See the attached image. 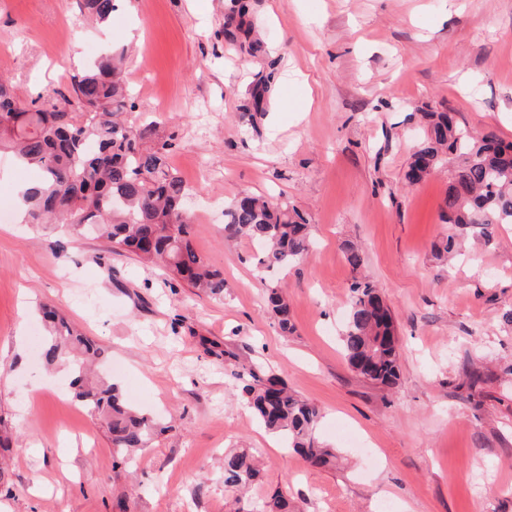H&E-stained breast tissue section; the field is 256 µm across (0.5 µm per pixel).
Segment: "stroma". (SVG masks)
Listing matches in <instances>:
<instances>
[{
  "instance_id": "obj_1",
  "label": "stroma",
  "mask_w": 512,
  "mask_h": 512,
  "mask_svg": "<svg viewBox=\"0 0 512 512\" xmlns=\"http://www.w3.org/2000/svg\"><path fill=\"white\" fill-rule=\"evenodd\" d=\"M250 2L278 62L257 136L238 117L259 66L227 51L224 0H122L103 28L75 0H0V76L22 104L68 94L85 44L128 49L126 119L172 136L192 245L225 282L223 298L200 296L107 240L0 223V418L12 432L0 512H247L276 489L293 512H512V224L488 240L456 231L441 221L447 168L405 179L420 110L512 140V0ZM241 191L284 199L309 225V255L280 277L293 335L264 307L259 247L224 240ZM451 233L464 251L445 264L434 245ZM357 275L393 312L396 387L342 354ZM44 302L108 348L122 366L113 382L155 423L135 461L114 463L68 368L38 360ZM228 350L320 409L333 465L307 467L257 423ZM239 448L262 464L244 496L224 484V453Z\"/></svg>"
}]
</instances>
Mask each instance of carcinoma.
<instances>
[{
  "instance_id": "cac0c4a2",
  "label": "carcinoma",
  "mask_w": 512,
  "mask_h": 512,
  "mask_svg": "<svg viewBox=\"0 0 512 512\" xmlns=\"http://www.w3.org/2000/svg\"><path fill=\"white\" fill-rule=\"evenodd\" d=\"M81 15L106 24L115 0H76ZM224 45L244 57L263 62L247 90L241 123L256 131L271 99L275 60H265L264 41L250 20L249 0H225ZM124 52H110L71 77L70 108L58 107L54 96L40 95L21 108L9 81L0 77V154L14 155L20 166L40 172L36 187L23 196L29 223L44 228L62 220L69 235L93 234L115 248L148 263H162L172 275L214 298H224V275L191 244L192 219L186 208L185 182L169 162V143L157 123L127 124L121 115L135 109L124 80ZM425 137L408 163L405 178L416 184L448 165V191L441 221L459 228L478 226L492 236L494 226L512 224V141L493 134L477 136L450 112L420 113ZM245 237L263 248L259 264L269 272L300 263L311 246L308 224L286 201L243 192L224 210V238ZM352 269H360L364 253L344 245ZM348 317L340 336L344 356L364 379L385 387L400 379L399 339L390 307L369 280L349 286ZM265 299L281 332L293 334L288 298L275 283H264ZM45 334L42 359L70 365L73 398L106 428L112 457L125 460L145 448L154 426L132 408L116 384L95 373L108 356L102 345L80 333L55 308L42 306ZM232 376L260 425L283 439L312 467L336 459L335 450L315 434L319 408L298 398L283 380L237 356ZM260 471L246 449L224 453V483L245 488ZM288 499L277 491L252 512H288Z\"/></svg>"
}]
</instances>
